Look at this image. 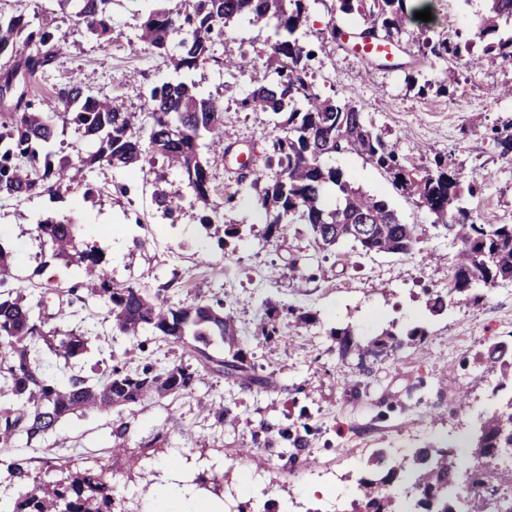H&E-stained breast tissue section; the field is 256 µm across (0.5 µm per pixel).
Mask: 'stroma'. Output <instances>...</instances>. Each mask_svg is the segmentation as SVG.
<instances>
[{"label":"stroma","mask_w":512,"mask_h":512,"mask_svg":"<svg viewBox=\"0 0 512 512\" xmlns=\"http://www.w3.org/2000/svg\"><path fill=\"white\" fill-rule=\"evenodd\" d=\"M431 4L435 37L461 44L463 55L478 57L477 66L450 56H433L410 69L368 65L320 36L329 20L355 25L361 16L340 14L336 0H309L312 80L324 95L356 104L365 122L408 162L422 165L437 153L450 156L480 185L467 201L472 215L512 224V154H501L492 141L494 129L512 121V97L498 94L512 85V61L485 52L475 39L484 0ZM147 7L146 0H116L112 40L105 44L61 18L66 51L30 83V92L43 101L67 77L87 74L97 94L139 106L147 88L172 73L166 59L127 43ZM130 72L137 80L124 84ZM193 78L223 104L224 124L234 134L233 148L213 171L211 205L219 211L218 224L237 228V235L221 240L207 235L200 223L204 209L194 204L178 172L158 157L131 173L84 176L60 202L0 197V244L11 252V287L33 293L52 287L61 300L81 308L91 285L78 270L51 265L42 275L34 273L38 220L71 218L81 239L103 251L114 282L183 303L223 300L236 319L248 364L274 381L270 388L246 387L216 372L202 373L192 392L124 414L128 450L154 445L161 465L185 453L194 461L221 463L230 486L244 493L252 477L264 476L267 498L280 512H313L329 499L356 497V477L377 451L408 455L439 440L469 439L481 414L497 401L498 375L474 355L490 341H512V282L476 287L478 302L432 314L427 300L447 285L457 244L417 198L403 195L387 173L352 154L332 156L329 163L363 191L384 197L403 223L417 226L412 255L352 254L344 245L323 252L302 224L292 225L284 237L266 236L265 217L255 206L257 190L251 179H238L236 169L241 154L264 167L274 136L271 117L241 108L250 90L248 76L210 61ZM88 187L94 194L87 200ZM160 189L181 195L175 219L158 211ZM229 194L237 201L231 210L224 207ZM294 263L307 278L299 288L291 280ZM269 296L287 308L277 318L280 339L270 343L261 334L267 321L262 302ZM300 311L316 315V323L296 325ZM81 323L91 339L79 365L104 368L121 358L128 341L113 333L102 308H95L93 317L66 320L70 327ZM347 325L363 342L390 327L403 343L362 360L344 357L333 331ZM415 327L426 331L425 344L406 340ZM216 400L227 409L225 418L210 412ZM115 418L112 412L68 418L42 448L30 452V468L45 473L70 458L111 460ZM283 428L290 440L280 437Z\"/></svg>","instance_id":"35a3bbf8"}]
</instances>
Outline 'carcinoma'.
Masks as SVG:
<instances>
[{"mask_svg": "<svg viewBox=\"0 0 512 512\" xmlns=\"http://www.w3.org/2000/svg\"><path fill=\"white\" fill-rule=\"evenodd\" d=\"M62 13L98 40H112L114 0H57ZM166 0H153L140 23L134 43L168 59L173 75L147 88L144 102L130 109L92 91L88 75L70 77L56 91L55 107L44 111L16 97L9 116L0 121V195L26 200L46 194L61 199L62 187L96 169L135 170L143 162L141 139L178 171L203 207L210 206L212 161L224 158V142L233 135L224 129V108L202 93L192 79L200 64L214 58L222 46L224 66L249 74L251 93L242 106L266 112L279 133L272 139L266 167L273 176L252 170L253 185H263L257 204L264 210L269 234L283 235L292 224L310 227L315 245L332 251L344 242L365 254L408 256L418 240L417 228L400 221L382 197L368 194L344 172L327 164L336 154H353L389 174L393 186L416 196L454 236L459 248L454 256L448 290L429 299L428 308L441 314L452 302L467 299L475 284L492 288L512 282V224L475 218L467 207L472 186L437 153L427 166L405 164L395 146L370 128L357 106L324 98L309 81L313 50L303 39L308 0H181L173 9ZM341 12L364 16L360 38H376L377 30L401 31L416 24L417 9L405 0H338ZM478 26L485 52L512 60V37L493 40L500 23L512 21V0H485ZM254 27H272L270 52L262 66L246 69L241 40L227 28L239 19ZM48 14L29 16L17 8L0 13V56L10 65L0 71V96L10 93L13 77H27L51 65L66 48L67 40ZM425 24H417L420 56L450 54L462 58L461 49L435 39ZM83 144L61 154L56 142L70 126ZM212 151L205 154V140ZM501 154L512 153V124L493 137ZM333 185L340 203H325L327 186ZM162 214L180 209L179 199L165 191L156 193ZM39 258L76 266L94 284L90 295L105 310L112 331L131 342L124 356L130 362L144 347L139 336L146 331L179 344L190 360L157 368L146 364L129 368L116 364L98 371L91 380L80 374L49 373L45 355L69 360L87 351L88 330H62L48 323L44 311L47 293H25L17 288L0 293V445L35 451L71 415L130 412L146 401L193 390L200 369L233 376L248 372L240 350L236 321L224 312V302L174 303L156 293L118 284L105 273L103 253L83 242L69 218L48 217L37 225ZM339 352L362 359L368 353L395 346L394 333L365 344L353 341L350 327L336 330ZM222 344L229 357L216 359L209 346ZM508 344L493 341L475 354L478 361L500 365L498 386L512 385V359ZM128 425H113L115 448L124 453ZM512 451V395L489 411L469 442L466 467H461L454 447L430 444L417 448L406 464L387 465L382 452L368 462L369 471L357 479L358 496L349 512H512V470L500 469L504 453ZM9 487L0 490L4 512H125L124 497L114 491L115 474L104 469L65 467L47 478L34 474L16 460L8 465ZM192 482L224 492V474L209 469L194 472Z\"/></svg>", "mask_w": 512, "mask_h": 512, "instance_id": "1", "label": "carcinoma"}]
</instances>
